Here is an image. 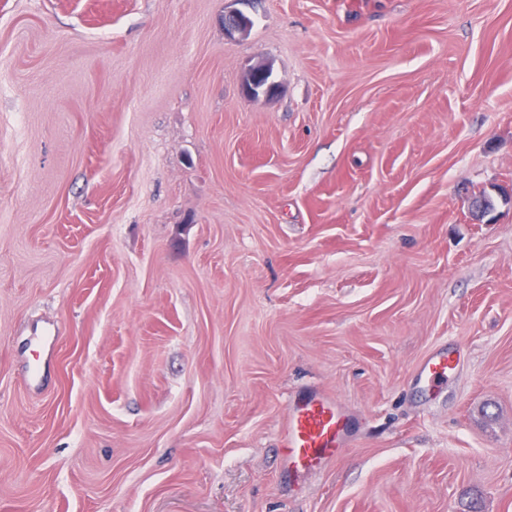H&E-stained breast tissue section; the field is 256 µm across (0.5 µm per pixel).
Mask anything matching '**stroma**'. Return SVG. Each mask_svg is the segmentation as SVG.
<instances>
[{"label":"stroma","instance_id":"1","mask_svg":"<svg viewBox=\"0 0 512 512\" xmlns=\"http://www.w3.org/2000/svg\"><path fill=\"white\" fill-rule=\"evenodd\" d=\"M511 186L512 0H0V512H512ZM250 25V19H248L243 13L234 9L224 11V34L228 39H235L236 35H245L248 32ZM277 85L272 80V69L269 66H257L249 70L242 84V92L248 96H273ZM460 365V358L453 352L441 349L423 360L417 369L419 387L426 393H434L447 383L450 374ZM352 425V414L333 393L314 390L290 398L279 436L288 482L299 487L335 460L349 445Z\"/></svg>","mask_w":512,"mask_h":512}]
</instances>
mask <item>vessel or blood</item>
Segmentation results:
<instances>
[{
	"label": "vessel or blood",
	"instance_id": "vessel-or-blood-1",
	"mask_svg": "<svg viewBox=\"0 0 512 512\" xmlns=\"http://www.w3.org/2000/svg\"><path fill=\"white\" fill-rule=\"evenodd\" d=\"M460 365L454 353L441 349L423 360L416 378L426 393L447 383ZM353 416L330 392L314 390L289 399L286 421L280 431L283 473L292 484L322 471L350 441Z\"/></svg>",
	"mask_w": 512,
	"mask_h": 512
}]
</instances>
